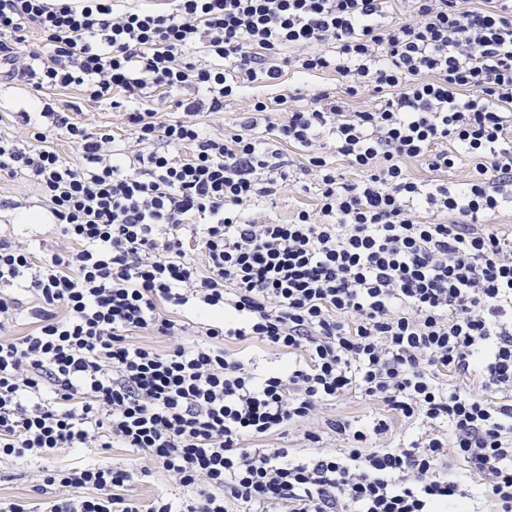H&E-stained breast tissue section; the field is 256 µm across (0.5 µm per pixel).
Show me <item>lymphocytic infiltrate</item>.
I'll return each mask as SVG.
<instances>
[{"instance_id":"1","label":"lymphocytic infiltrate","mask_w":512,"mask_h":512,"mask_svg":"<svg viewBox=\"0 0 512 512\" xmlns=\"http://www.w3.org/2000/svg\"><path fill=\"white\" fill-rule=\"evenodd\" d=\"M325 72L340 92H301ZM0 77L32 91L0 175L71 243L0 236V460L34 463L33 498L0 512H512V232L492 222L512 207L507 0H0ZM65 89L110 105L131 150L44 102ZM204 112L236 120L209 135ZM287 145L315 202L283 222L260 205L291 178ZM229 341L285 359L261 370ZM349 396L424 428L308 427ZM298 423L304 453L266 446ZM66 449L88 462L50 466ZM156 468L190 497L142 506L130 489Z\"/></svg>"}]
</instances>
